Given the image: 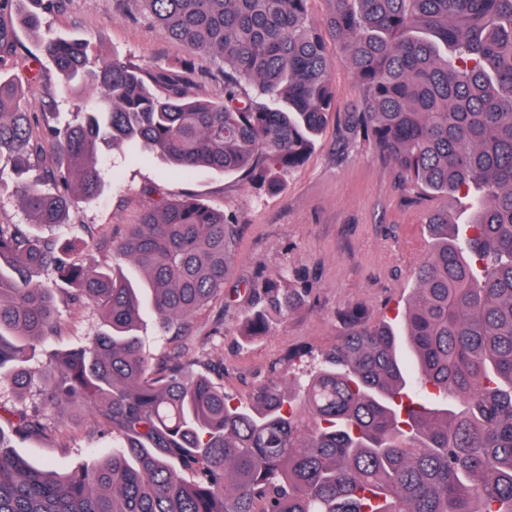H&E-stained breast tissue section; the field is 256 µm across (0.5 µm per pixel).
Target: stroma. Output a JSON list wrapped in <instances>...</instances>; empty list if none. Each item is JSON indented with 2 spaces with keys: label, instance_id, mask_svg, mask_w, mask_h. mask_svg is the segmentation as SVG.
<instances>
[{
  "label": "stroma",
  "instance_id": "35a3bbf8",
  "mask_svg": "<svg viewBox=\"0 0 512 512\" xmlns=\"http://www.w3.org/2000/svg\"><path fill=\"white\" fill-rule=\"evenodd\" d=\"M32 9L31 0H17L0 24L17 41L5 67L22 81L37 111L64 113L73 103L57 72L42 59L40 39L53 35L84 39L102 56L117 55L156 71H176L191 60L192 94L212 100L224 94L214 61L189 57L184 46L135 12L132 0H61L45 15L38 35L23 24ZM101 166L102 191L93 200H77L69 222L52 230L64 242L87 241L88 249L76 253L85 263L130 270L112 246L162 198L191 196L235 216L238 248L224 299L197 313L185 335L156 336L148 315L143 334L151 357L180 355L214 365L225 392L240 400L259 386H281L284 369L299 372L320 361L334 349L349 311L403 326L416 286L414 271L430 248L427 214L444 206L455 223L470 221L463 194L443 198L402 185L392 163L363 136L346 134L336 117L329 118L305 162L286 173L283 190L274 195L247 178L185 173L121 148L105 149ZM283 269L305 282V300L286 317L272 318L267 335L244 340L247 301L238 286ZM57 306L63 336L37 351L33 366H41L51 351L107 329L95 309L71 307L65 294H58ZM90 448L108 454L112 442L100 438L85 415L69 422L65 434L15 445L30 462L50 464L61 473L78 468Z\"/></svg>",
  "mask_w": 512,
  "mask_h": 512
}]
</instances>
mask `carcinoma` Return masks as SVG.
<instances>
[{"label":"carcinoma","instance_id":"cac0c4a2","mask_svg":"<svg viewBox=\"0 0 512 512\" xmlns=\"http://www.w3.org/2000/svg\"><path fill=\"white\" fill-rule=\"evenodd\" d=\"M134 0L194 56L213 58L219 101L194 98L191 62L159 72L100 59L77 39L41 52L79 99L76 120L45 116L0 76V162L17 178L27 224H0V378L31 405L9 411L13 437L49 439L68 410L90 411L116 439L58 475L19 457L0 434V512H512V0ZM364 92L343 126L405 182L442 197L472 195V221L426 222L431 246L407 313L416 373L386 323L345 315L334 354L295 389L265 387L237 404L206 371L158 367L138 336L150 310L179 336L224 297L238 225L193 198L161 200L116 250L146 280L78 262L36 232L68 221L77 191H101L105 142L146 147L185 172L253 178L270 194L312 151L336 109L329 41ZM253 93H248L247 87ZM55 272L105 333L48 356L62 335ZM288 271L250 286L246 336L267 332L301 290Z\"/></svg>","mask_w":512,"mask_h":512}]
</instances>
